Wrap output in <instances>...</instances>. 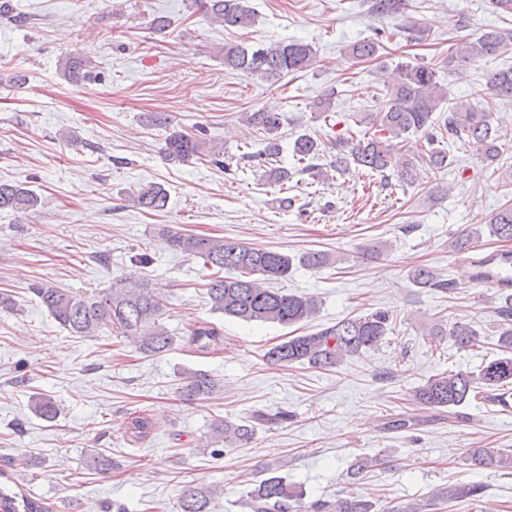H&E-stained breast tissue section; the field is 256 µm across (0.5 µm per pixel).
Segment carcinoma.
<instances>
[{
	"instance_id": "obj_1",
	"label": "carcinoma",
	"mask_w": 512,
	"mask_h": 512,
	"mask_svg": "<svg viewBox=\"0 0 512 512\" xmlns=\"http://www.w3.org/2000/svg\"><path fill=\"white\" fill-rule=\"evenodd\" d=\"M368 12L377 19H398L405 16L408 0H366ZM206 18L224 30L241 29L255 22V12L248 0H199ZM379 44L372 40H358L348 47L355 60H369L376 56ZM224 67L276 82L290 72L303 71L316 58L313 47L300 41L272 42L257 48L226 42L222 48ZM512 51V31L491 29L476 39L462 38L450 48L445 65L448 70H462L479 61L496 59ZM512 101V67L492 70L484 88L472 93V98L456 100L437 78V70L426 63H401L396 77L386 86L375 105L361 113L357 124L368 127L361 135H337L323 144L308 134L298 136L293 143L297 162L312 160L320 155L322 147L336 152V161L330 163L334 171L351 161L385 178L396 174L399 180L413 178L416 162L397 157L396 140L404 135L423 134L426 148L419 162L433 169L452 165L449 151L442 146L448 140L473 146L484 161L491 165L501 156V141L508 132L492 122V107L502 101ZM152 125L168 129L162 146L167 160H207L229 170L235 157L224 156L203 134H190L172 126L170 117L159 113L146 116ZM245 123L262 134L264 149L254 155L244 153L241 158L278 157L281 145L278 132L281 116L275 112L254 109L244 115ZM377 133H370V129ZM39 197L26 185L18 182H0V209L28 211L38 204ZM133 206L143 212L165 209L168 196L157 184L145 185L130 197ZM490 235L500 242L512 241V206L499 209L489 220ZM169 247L215 269L208 282L206 294L211 311L242 322L270 323L292 327L312 320L319 311L318 297L271 287L274 281L288 279L294 264L321 268L339 261L326 251H308L289 256L269 248H261L212 237L183 232L169 226L158 229ZM473 233L466 232L450 244L452 251L468 261L472 278L486 282L498 278L501 271L512 268V250L500 249L486 255L474 254ZM410 279L418 288H429L446 293L455 285L430 267L417 265L410 270ZM498 291L504 302L498 307L497 358L475 371H449L429 378L414 390V400L436 410L453 409L470 401L490 402L507 411L512 408V277L498 282ZM31 292L51 317L73 336H95L106 330L128 338L136 349L147 356L170 350L174 339L161 323L165 304L157 288L147 279L134 273L121 277L112 287L91 295L76 294L54 283L41 280L32 284ZM393 315L384 310L344 318L336 324L316 332L287 336L282 342L265 351L263 360L270 366L308 365L313 368L333 369L347 357L360 355L378 348L391 331ZM431 336H447L459 350L475 349L482 344L479 330L468 324L441 325L430 329ZM223 340L221 331L208 324L195 326L187 342L201 353H208ZM215 379L200 370L181 374L179 400L191 403L212 393ZM31 402L35 413L44 420L56 418L59 407L46 395H34ZM420 424L416 416H406L383 423L386 431L411 429ZM149 418L135 415L127 422L125 434L135 442L147 433ZM255 426L217 420L212 425L211 443L245 445L253 439ZM465 461L474 469H490L512 473V450L505 448H470ZM484 487L479 484L448 485L436 489L427 503L410 502L390 505L384 512H424L440 503H454L482 497ZM218 491L212 487L188 486L181 492L178 512H211ZM248 512H376L377 505L362 495L348 492L334 499L305 501L301 486L282 476L265 478L246 493L244 502ZM0 512H48L42 499L24 492H13L0 487Z\"/></svg>"
}]
</instances>
